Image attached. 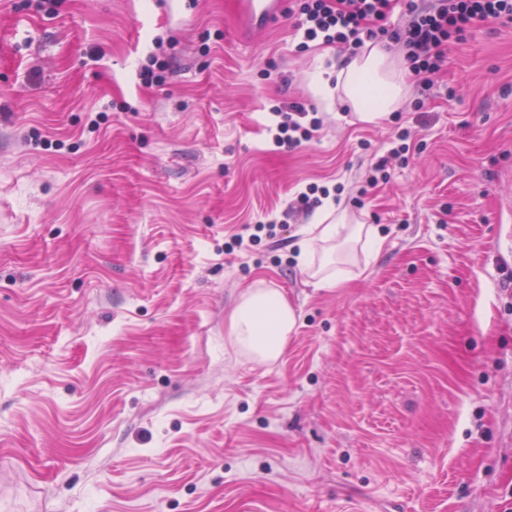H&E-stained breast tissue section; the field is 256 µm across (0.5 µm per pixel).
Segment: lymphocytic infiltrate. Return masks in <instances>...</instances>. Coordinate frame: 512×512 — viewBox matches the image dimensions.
I'll return each mask as SVG.
<instances>
[{
  "mask_svg": "<svg viewBox=\"0 0 512 512\" xmlns=\"http://www.w3.org/2000/svg\"><path fill=\"white\" fill-rule=\"evenodd\" d=\"M403 2V27L389 26L395 2ZM512 19V0H299L295 32L303 43L341 44L360 49L380 37L398 45L409 63L417 88L416 109L430 98V77L444 66L448 46L463 40L475 21ZM277 118L273 141L288 150L310 140L321 126L300 104L273 111Z\"/></svg>",
  "mask_w": 512,
  "mask_h": 512,
  "instance_id": "f902f5d3",
  "label": "lymphocytic infiltrate"
}]
</instances>
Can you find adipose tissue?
<instances>
[{
    "instance_id": "adipose-tissue-1",
    "label": "adipose tissue",
    "mask_w": 512,
    "mask_h": 512,
    "mask_svg": "<svg viewBox=\"0 0 512 512\" xmlns=\"http://www.w3.org/2000/svg\"><path fill=\"white\" fill-rule=\"evenodd\" d=\"M318 95L343 89L357 120L374 125L396 110L404 96L403 80L388 53L379 46L337 71L335 80L315 76ZM383 238L374 225L354 221L342 204L327 200L313 216L297 246L298 260L324 285H340L346 269L360 258L378 254ZM297 323L292 304L271 288H246L229 317L228 334L260 364L276 361Z\"/></svg>"
}]
</instances>
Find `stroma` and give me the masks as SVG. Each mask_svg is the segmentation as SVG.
<instances>
[{
  "label": "stroma",
  "instance_id": "1",
  "mask_svg": "<svg viewBox=\"0 0 512 512\" xmlns=\"http://www.w3.org/2000/svg\"><path fill=\"white\" fill-rule=\"evenodd\" d=\"M232 9L0 0V512H512V20L365 125L310 86L348 50ZM292 102L322 125L287 151ZM311 182L384 239L334 288L308 216L228 249ZM252 284L297 314L270 364L227 333ZM276 226L278 225L275 223L262 224V222H259L258 224L255 225L244 224L242 225L240 232L232 235V243L239 250L249 251L251 249V246L254 245V243L258 240L259 237L257 234L250 232L252 228L257 232H261L266 228L268 236L273 237L276 236V232L274 231Z\"/></svg>",
  "mask_w": 512,
  "mask_h": 512
}]
</instances>
